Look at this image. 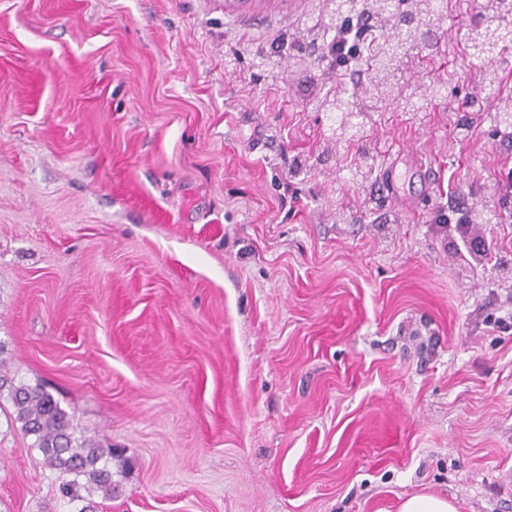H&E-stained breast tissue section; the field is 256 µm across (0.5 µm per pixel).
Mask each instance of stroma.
Segmentation results:
<instances>
[{
  "label": "stroma",
  "instance_id": "1",
  "mask_svg": "<svg viewBox=\"0 0 512 512\" xmlns=\"http://www.w3.org/2000/svg\"><path fill=\"white\" fill-rule=\"evenodd\" d=\"M447 2L416 111L321 165L332 80L252 75L323 0H0V359L123 449L96 512H512V140L455 136ZM465 198L502 216L476 259ZM58 484L0 399V512H75ZM398 512H458L448 499L433 494H418L405 499Z\"/></svg>",
  "mask_w": 512,
  "mask_h": 512
}]
</instances>
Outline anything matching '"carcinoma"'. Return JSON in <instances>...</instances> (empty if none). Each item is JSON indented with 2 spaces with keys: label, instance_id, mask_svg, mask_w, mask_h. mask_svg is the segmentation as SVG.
<instances>
[{
  "label": "carcinoma",
  "instance_id": "cac0c4a2",
  "mask_svg": "<svg viewBox=\"0 0 512 512\" xmlns=\"http://www.w3.org/2000/svg\"><path fill=\"white\" fill-rule=\"evenodd\" d=\"M480 13L479 21L466 29L469 47H482L496 37L512 35V0H482ZM351 15L364 17L378 36L366 47L371 59L368 80L353 92L339 83L333 91L311 99L316 111L330 116L329 138L323 150L326 157L332 156L339 144L360 138L363 112L357 107L356 98L380 108L412 107L402 79L395 76L404 65L400 47L416 41L415 30L403 24V17H420L432 32L440 35L446 31L448 21L444 0H406L402 11L396 0H328L326 18L314 38L323 37L327 30L335 29ZM282 45L296 51L288 56L292 66L314 79L315 69L320 67L319 58L292 41L284 40ZM504 71L502 64L490 61L480 73V84L495 100L496 127L507 131L512 130V95L501 94ZM3 396L11 402L21 432L34 437L33 447L39 450L44 463L57 471L63 495L74 500L81 498L80 492L84 491L90 496L100 493L105 498L112 497V460L120 462L121 456L79 431L73 424L74 415L63 409L44 385L15 382L0 361V398Z\"/></svg>",
  "mask_w": 512,
  "mask_h": 512
}]
</instances>
